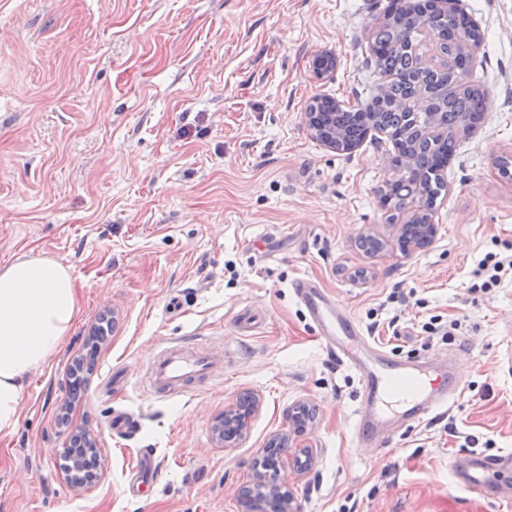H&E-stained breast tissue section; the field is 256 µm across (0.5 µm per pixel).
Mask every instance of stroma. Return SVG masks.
Masks as SVG:
<instances>
[{
  "label": "stroma",
  "mask_w": 512,
  "mask_h": 512,
  "mask_svg": "<svg viewBox=\"0 0 512 512\" xmlns=\"http://www.w3.org/2000/svg\"><path fill=\"white\" fill-rule=\"evenodd\" d=\"M388 3L0 0V265L60 260L81 300L0 434V512H244L237 491L276 435L315 454L309 471L283 469L298 512H512L452 475L470 452L512 454V278L472 287L486 253L512 255V180L498 174L512 159V0H450L482 33L469 81L489 102L443 173L433 243L408 255L379 202L389 134L334 151L305 120L315 96L349 109L377 94L366 49ZM320 54L337 61L323 78ZM363 233L383 250L365 254ZM303 276L386 352L449 357L447 406L360 446L358 380L295 297ZM435 316L462 327L429 337ZM170 342L222 355L223 371L154 396L137 378ZM89 355L75 403L70 369ZM244 391L259 412L227 448L213 424ZM299 406L314 410L301 427ZM117 413L128 432L112 431ZM77 429L104 463L91 486L62 475ZM147 451L157 477L138 495Z\"/></svg>",
  "instance_id": "stroma-1"
}]
</instances>
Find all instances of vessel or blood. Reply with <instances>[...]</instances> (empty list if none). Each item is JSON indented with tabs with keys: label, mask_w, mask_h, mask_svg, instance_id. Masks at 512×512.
<instances>
[{
	"label": "vessel or blood",
	"mask_w": 512,
	"mask_h": 512,
	"mask_svg": "<svg viewBox=\"0 0 512 512\" xmlns=\"http://www.w3.org/2000/svg\"><path fill=\"white\" fill-rule=\"evenodd\" d=\"M292 288L326 345L358 378L360 442H377L380 428L397 420L422 422L440 403L435 390L455 392L453 372L437 376L430 367L394 359L362 342L359 325L340 312L313 280H296ZM221 364L215 353L171 344L153 354L139 382L158 395L182 392L209 378ZM502 467V457L474 454L455 477L470 488L482 490L490 486Z\"/></svg>",
	"instance_id": "b4317fda"
}]
</instances>
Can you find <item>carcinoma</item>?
<instances>
[{"label": "carcinoma", "instance_id": "cac0c4a2", "mask_svg": "<svg viewBox=\"0 0 512 512\" xmlns=\"http://www.w3.org/2000/svg\"><path fill=\"white\" fill-rule=\"evenodd\" d=\"M472 31L469 14L462 8L448 9L445 18L431 19L429 29L411 27L399 15L385 25L369 51L379 70L395 71L401 80L392 85L375 104L356 110L332 112L312 104L313 123L321 131L336 130L344 143H362L370 129H389L396 140L397 153L412 161L408 182L386 185L381 202L389 209L399 210L412 202V186H420L425 208H430L444 190L437 172L444 160L457 148L458 125L467 124L475 130L487 108L488 97L479 90H452L462 72L472 70V60L459 54L455 42L459 34ZM426 97L427 111L415 108L420 97ZM439 114V123L447 128V136L426 138L421 130L429 121L427 113Z\"/></svg>", "mask_w": 512, "mask_h": 512}]
</instances>
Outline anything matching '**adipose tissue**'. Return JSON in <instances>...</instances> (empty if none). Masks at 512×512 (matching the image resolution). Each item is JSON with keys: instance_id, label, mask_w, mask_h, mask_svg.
<instances>
[{"instance_id": "1", "label": "adipose tissue", "mask_w": 512, "mask_h": 512, "mask_svg": "<svg viewBox=\"0 0 512 512\" xmlns=\"http://www.w3.org/2000/svg\"><path fill=\"white\" fill-rule=\"evenodd\" d=\"M80 311L69 266L18 258L0 266V432L17 424L22 396L68 336Z\"/></svg>"}]
</instances>
